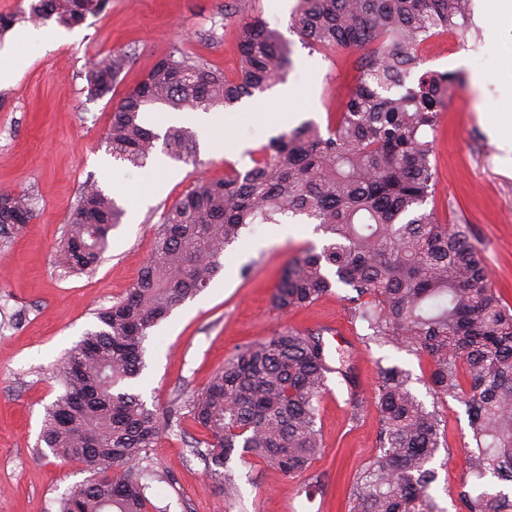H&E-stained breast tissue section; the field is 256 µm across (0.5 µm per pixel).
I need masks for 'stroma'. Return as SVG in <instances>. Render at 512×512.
<instances>
[{"label":"stroma","instance_id":"stroma-1","mask_svg":"<svg viewBox=\"0 0 512 512\" xmlns=\"http://www.w3.org/2000/svg\"><path fill=\"white\" fill-rule=\"evenodd\" d=\"M296 0H105L100 13L75 30L48 22L49 50H21L14 79L0 85V186L29 190L35 215L22 230L0 241V512H56L61 495L88 477L83 466L38 454L47 405L62 391L55 364L87 331L95 313L121 299L150 258L164 212L196 177L223 179L229 164L247 168L251 153L270 137L314 120L335 123L360 73V52L314 51L291 27ZM277 29L292 50L287 82L307 91L304 106L280 100L277 88L261 93L267 117L248 105L225 109L222 128L205 114L188 120L169 108L148 115L157 132L190 126L197 135L201 167L172 157L128 169L113 161L103 140L112 106L146 78L155 62L180 49L227 77L240 68L239 32L254 16ZM473 26L466 38L453 33L421 45V70L459 74L463 83L433 137L436 189L425 208L443 224H465L488 267V285L512 305V129L492 133L499 113L512 110V15L491 21L485 0H471ZM125 49L132 61L111 97L88 94L90 61ZM229 129L242 152L217 150L220 129ZM94 180L105 191L120 189L125 210L109 235L105 259L92 273L65 276L58 246L81 188ZM323 232L302 217L278 224H251L224 251V269L209 286L178 305L150 329L137 391L160 415L182 405L188 392L205 387L225 359L249 343L292 328L322 333L329 351L351 352L355 392L329 381L317 403L322 451L311 466L284 475L255 456L233 455L234 484L221 486L194 455L204 430L182 414L150 453L149 498L162 512H345L346 492L378 446L379 415L372 403L378 365L410 375L409 387L425 404H436L449 436L433 462L432 494L440 512H461L457 493L473 479L465 467L469 438L465 404L434 401L426 365L405 347L362 343L365 326L354 320L353 290L344 285L306 307L277 308L276 288L290 262L321 250ZM363 409L351 419L350 396Z\"/></svg>","mask_w":512,"mask_h":512}]
</instances>
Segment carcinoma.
<instances>
[{"instance_id":"carcinoma-1","label":"carcinoma","mask_w":512,"mask_h":512,"mask_svg":"<svg viewBox=\"0 0 512 512\" xmlns=\"http://www.w3.org/2000/svg\"><path fill=\"white\" fill-rule=\"evenodd\" d=\"M99 7L100 0H33L0 15V36L22 21L72 28ZM293 18L314 50L362 52L361 78L328 135L307 121L270 138L249 170L232 166L222 180L195 179L166 211L153 255L126 297L97 312L99 328L57 364L63 391L46 409L40 442L90 473L58 500L57 512H150L142 463L165 424L132 391L147 333L208 287L243 227L290 215L317 224L327 244L288 265L277 306H308L337 283L353 288V317L370 331L362 342L406 346L426 359L433 395L468 408L475 450L467 465L476 486L459 494L464 512H512L511 496L481 486L489 476L512 483V306L487 287L469 225L441 224L424 209L435 189L428 132L459 79L425 71L407 82L421 43L470 31V0H297ZM240 48L233 80L183 53L159 60L112 109V158L140 169L160 149L197 163L191 128L170 126L161 135L144 113L154 105L230 108L285 81L293 68L290 44L260 16L243 25ZM131 60L120 49L91 63L89 92H113ZM124 214L97 183H86L60 246L64 273L96 269ZM33 216L29 191L0 188V238ZM334 373L352 385L351 366H333L316 332L284 329L240 349L184 401L207 431L200 453L207 474L229 481L237 448L284 475L307 469L322 448L314 401ZM375 399L378 449L348 490L347 512H440L431 494L432 462L446 438L438 411L418 400L396 366L378 365Z\"/></svg>"}]
</instances>
